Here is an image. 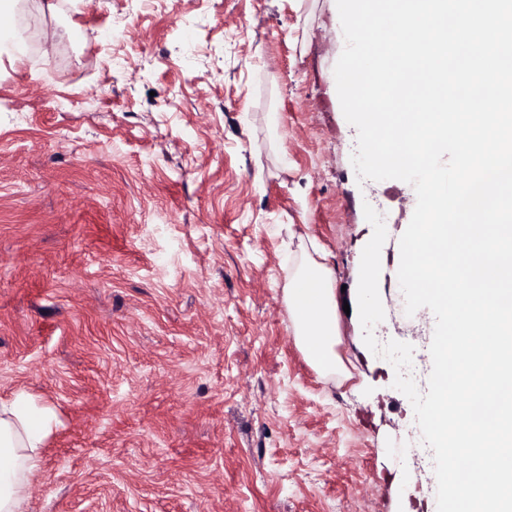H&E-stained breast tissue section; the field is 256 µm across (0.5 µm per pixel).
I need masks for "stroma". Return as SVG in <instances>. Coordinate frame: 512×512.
<instances>
[{
	"label": "stroma",
	"instance_id": "35a3bbf8",
	"mask_svg": "<svg viewBox=\"0 0 512 512\" xmlns=\"http://www.w3.org/2000/svg\"><path fill=\"white\" fill-rule=\"evenodd\" d=\"M0 62V399L55 408L30 512H437L409 400L363 342L416 343L408 183L358 181L336 0H57ZM277 124H270V115ZM333 272L335 371L294 336L304 246Z\"/></svg>",
	"mask_w": 512,
	"mask_h": 512
}]
</instances>
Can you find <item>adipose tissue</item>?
<instances>
[{"mask_svg": "<svg viewBox=\"0 0 512 512\" xmlns=\"http://www.w3.org/2000/svg\"><path fill=\"white\" fill-rule=\"evenodd\" d=\"M332 280L329 267L306 257L285 290L296 340L325 371L334 370L337 364L338 318ZM57 424L54 409L37 404L26 391L0 400V512H30L43 448Z\"/></svg>", "mask_w": 512, "mask_h": 512, "instance_id": "1", "label": "adipose tissue"}]
</instances>
